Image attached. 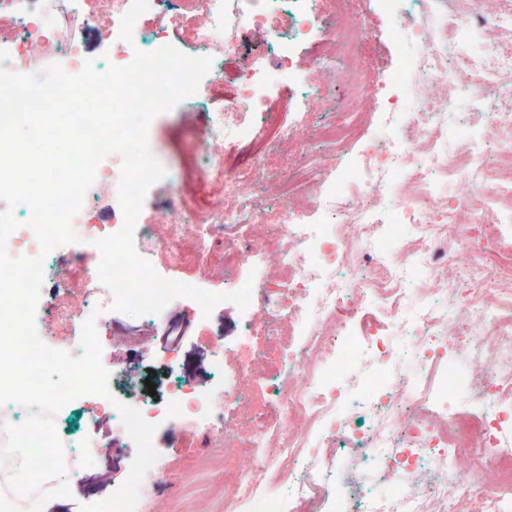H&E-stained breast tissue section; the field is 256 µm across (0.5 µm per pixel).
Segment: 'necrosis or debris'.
<instances>
[{
	"label": "necrosis or debris",
	"instance_id": "1",
	"mask_svg": "<svg viewBox=\"0 0 512 512\" xmlns=\"http://www.w3.org/2000/svg\"><path fill=\"white\" fill-rule=\"evenodd\" d=\"M309 0H0V66L43 75L48 64L79 73L129 64L135 50L170 45L208 56L199 85L221 79L224 58L243 38L261 35L275 71L247 66L238 92L206 104L207 136L195 146L192 175L223 205H187L179 191L144 200L136 223L139 254L164 279L189 261L208 266L222 254L224 290L250 286L246 320L260 318L259 342L236 360L214 357L217 380L199 389L172 382L165 398L138 404L151 424L188 423L224 451V512H328L335 464L351 460L349 512H512V218L498 203L499 174L512 171V54L473 56L461 48L469 23L437 15L435 0H380L404 47L402 64L379 74L354 45L366 29L354 0H332L333 23L311 71L298 74V47L315 22ZM106 35L89 56L87 28ZM344 63L348 102L327 77ZM295 86L297 125L242 171L224 164V147L249 142L279 86ZM492 136L493 160L463 130L448 149L442 130L456 100ZM379 102L389 124L379 142L342 164L337 182L322 175L359 134L362 109ZM348 105L342 124L313 126L314 113ZM296 143L297 155L285 151ZM122 159L109 155L84 194L71 228L77 240L43 251L28 205L6 241L14 257L44 258L39 308L43 336L81 345L85 322L111 312L101 284L98 240L124 223ZM458 198L487 246L476 251L455 221L440 181ZM275 184L269 206L244 195ZM108 208L111 220L96 215ZM256 234L225 239L226 226ZM421 281V292L412 284ZM367 359L365 374L350 371ZM122 423L97 395L79 397L54 417L66 460L83 458L84 422L96 414Z\"/></svg>",
	"mask_w": 512,
	"mask_h": 512
}]
</instances>
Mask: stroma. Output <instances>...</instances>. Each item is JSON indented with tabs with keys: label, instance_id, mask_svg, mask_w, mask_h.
<instances>
[{
	"label": "stroma",
	"instance_id": "stroma-1",
	"mask_svg": "<svg viewBox=\"0 0 512 512\" xmlns=\"http://www.w3.org/2000/svg\"><path fill=\"white\" fill-rule=\"evenodd\" d=\"M486 7L494 12L478 33H467L465 42L472 53L485 51L512 53V0H488ZM358 8L367 27L365 51L380 64L392 65L399 55L388 31L389 21L377 8L376 0H358ZM265 46L259 41L242 45L238 56L224 61V78L211 91L212 100L235 93L241 73L248 61L264 57ZM202 104L196 100L180 102L171 110L155 115L149 122L147 142L158 161L173 172H180L183 156L201 138L203 128L197 123ZM112 338L108 359L112 366L113 389L116 394L144 401L150 392L165 396L172 381L200 388L213 378L216 344L235 348L246 336L247 327L239 309L226 304L216 309L206 326H199L192 312L181 302H171L154 324H142L116 312L105 324ZM178 328V340L167 338L169 328ZM112 437L110 449L96 447L102 434ZM85 435L92 441L82 465L64 471L61 480L70 493L56 503L51 512H80L82 505L107 498L114 484L124 480L137 449L133 439L105 415L86 423ZM157 451L163 464L165 486L157 487L152 498V512H223V499L205 494L184 495L183 490L194 480L206 478L211 484L224 483V458L220 449L207 447L201 430L187 425L161 429L157 434Z\"/></svg>",
	"mask_w": 512,
	"mask_h": 512
}]
</instances>
